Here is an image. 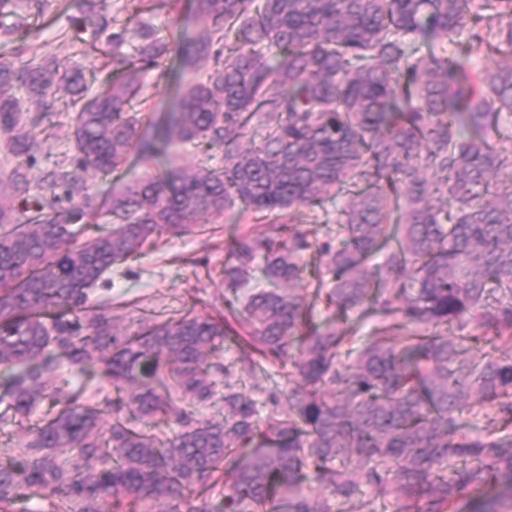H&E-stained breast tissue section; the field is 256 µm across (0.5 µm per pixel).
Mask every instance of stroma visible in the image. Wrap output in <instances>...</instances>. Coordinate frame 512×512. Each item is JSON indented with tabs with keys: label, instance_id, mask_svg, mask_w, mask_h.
Returning a JSON list of instances; mask_svg holds the SVG:
<instances>
[{
	"label": "stroma",
	"instance_id": "stroma-1",
	"mask_svg": "<svg viewBox=\"0 0 512 512\" xmlns=\"http://www.w3.org/2000/svg\"><path fill=\"white\" fill-rule=\"evenodd\" d=\"M78 15L73 7L68 14L56 16L53 22L41 27L37 40L46 44L48 52L64 64H78L91 71L96 59L77 54L72 43L64 38L65 31L72 27V18ZM178 73L177 59L172 56L164 61L162 68L147 74L144 131H151L162 113L172 110ZM255 228L250 214L236 212L225 215L223 223L213 225L207 234L162 239L156 246L145 248L141 257L113 268L106 283L96 286L90 298L111 299L112 313L124 326L130 325V311L135 306L162 311L194 300L203 315H223V271L228 244L233 236Z\"/></svg>",
	"mask_w": 512,
	"mask_h": 512
}]
</instances>
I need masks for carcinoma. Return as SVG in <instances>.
Segmentation results:
<instances>
[{
    "label": "carcinoma",
    "instance_id": "carcinoma-1",
    "mask_svg": "<svg viewBox=\"0 0 512 512\" xmlns=\"http://www.w3.org/2000/svg\"><path fill=\"white\" fill-rule=\"evenodd\" d=\"M135 2L133 23L78 0L88 74L30 43L63 0H0L23 11L0 61V426L21 430L0 512H512V0H194L184 42L141 19L178 0ZM172 53L192 78L147 134ZM36 132L71 157L36 169ZM131 159L153 172L90 193ZM329 200L324 238L292 224ZM237 207L272 222L234 237L224 316L119 330L89 302ZM273 366L262 426L246 381ZM335 512H392L390 506L370 495H359L346 503H336Z\"/></svg>",
    "mask_w": 512,
    "mask_h": 512
}]
</instances>
